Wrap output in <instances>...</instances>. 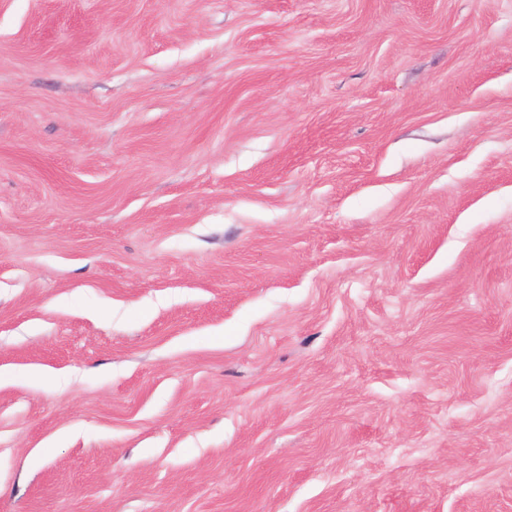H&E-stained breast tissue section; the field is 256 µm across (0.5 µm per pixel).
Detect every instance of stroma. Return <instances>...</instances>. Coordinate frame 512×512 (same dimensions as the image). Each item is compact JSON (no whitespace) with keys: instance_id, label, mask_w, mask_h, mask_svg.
Here are the masks:
<instances>
[{"instance_id":"stroma-1","label":"stroma","mask_w":512,"mask_h":512,"mask_svg":"<svg viewBox=\"0 0 512 512\" xmlns=\"http://www.w3.org/2000/svg\"><path fill=\"white\" fill-rule=\"evenodd\" d=\"M0 512H512V0H0Z\"/></svg>"}]
</instances>
